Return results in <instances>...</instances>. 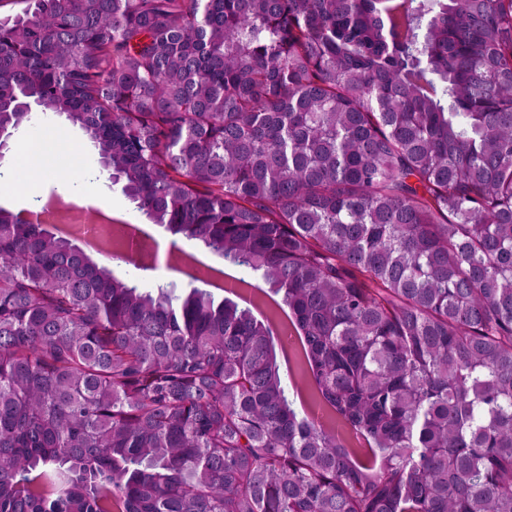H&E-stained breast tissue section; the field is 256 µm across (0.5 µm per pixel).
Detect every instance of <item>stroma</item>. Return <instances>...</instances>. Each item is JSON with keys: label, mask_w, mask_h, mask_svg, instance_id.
Wrapping results in <instances>:
<instances>
[{"label": "stroma", "mask_w": 512, "mask_h": 512, "mask_svg": "<svg viewBox=\"0 0 512 512\" xmlns=\"http://www.w3.org/2000/svg\"><path fill=\"white\" fill-rule=\"evenodd\" d=\"M58 125L68 133V144L62 151V158L77 156L78 161L70 165L66 179H58L50 174L41 180L30 179L31 167L23 157L21 148L26 141L44 132L47 127ZM98 155L95 147L86 134L78 127L67 124L64 117L56 114L34 113L31 122L20 127L11 137L8 150L0 152V169L13 168L22 172L18 180V191L14 194L0 196V207L14 211H25L28 199L35 194L49 196L64 194L67 200H75L83 191L100 194L112 201L113 214L119 215L124 223L149 226L155 240L161 247L177 246L187 252L196 254L206 263L220 267L224 264L222 256L214 254L196 240L185 237H172L163 227L150 224L149 219L138 211L135 205L124 196L120 186L114 185L107 173L101 172L97 163ZM95 262L108 266L117 277L128 280L145 290H156L159 286L176 285L178 290L185 291L191 286L189 278L183 273L166 266H158L152 271L139 269L119 257L95 255Z\"/></svg>", "instance_id": "obj_1"}]
</instances>
